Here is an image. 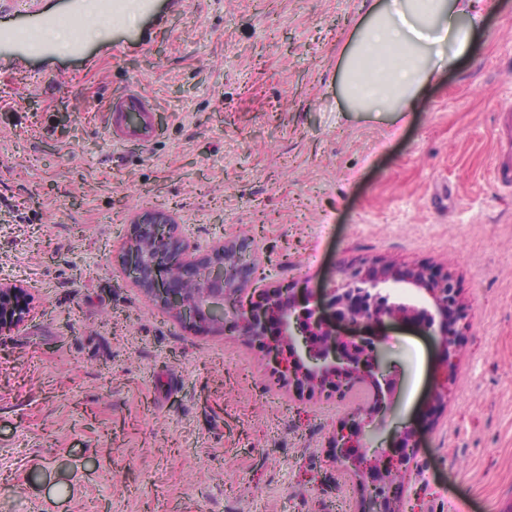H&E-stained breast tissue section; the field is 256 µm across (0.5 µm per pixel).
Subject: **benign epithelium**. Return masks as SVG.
Listing matches in <instances>:
<instances>
[{
  "label": "benign epithelium",
  "instance_id": "1",
  "mask_svg": "<svg viewBox=\"0 0 512 512\" xmlns=\"http://www.w3.org/2000/svg\"><path fill=\"white\" fill-rule=\"evenodd\" d=\"M178 228L165 210L142 216L118 261L157 306L199 332L228 326L240 330L281 376L310 393L372 391L343 417L332 448L343 470L364 488L361 512H391L388 503L396 498V484L390 476L414 470L418 437L407 427L390 446L367 445L379 429L376 417L393 403L399 379L385 371L381 344L357 330L387 321L420 327L436 337L451 379L459 325L466 318L457 282L423 266L402 271L386 262L365 261L343 268L318 296L300 299L292 288H268L247 301L244 294L257 271L251 242L236 238L202 247ZM395 284L424 291L431 305L397 301L390 289ZM31 311L28 286L0 282V333L24 323Z\"/></svg>",
  "mask_w": 512,
  "mask_h": 512
}]
</instances>
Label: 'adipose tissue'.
Segmentation results:
<instances>
[{"instance_id": "obj_1", "label": "adipose tissue", "mask_w": 512, "mask_h": 512, "mask_svg": "<svg viewBox=\"0 0 512 512\" xmlns=\"http://www.w3.org/2000/svg\"><path fill=\"white\" fill-rule=\"evenodd\" d=\"M495 0H370L340 53L349 112L420 110L442 72L468 55Z\"/></svg>"}]
</instances>
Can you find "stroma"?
<instances>
[{"instance_id": "stroma-1", "label": "stroma", "mask_w": 512, "mask_h": 512, "mask_svg": "<svg viewBox=\"0 0 512 512\" xmlns=\"http://www.w3.org/2000/svg\"><path fill=\"white\" fill-rule=\"evenodd\" d=\"M421 111L341 112L336 68L362 0H184L146 49L75 72L0 71V279L31 285L0 334V512H360L332 456L364 396H310L241 333L194 332L117 262L137 216L192 241L250 238L256 284L320 293L359 260L452 275L456 375L399 322L367 329L399 377L382 441L420 437L402 512L512 507V0ZM151 100L149 146L112 98ZM152 104L139 93L113 98L107 111V124L113 137L132 138L149 145L155 138Z\"/></svg>"}]
</instances>
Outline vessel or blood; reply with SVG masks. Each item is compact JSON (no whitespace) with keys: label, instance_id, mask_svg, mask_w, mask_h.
Instances as JSON below:
<instances>
[{"label":"vessel or blood","instance_id":"obj_1","mask_svg":"<svg viewBox=\"0 0 512 512\" xmlns=\"http://www.w3.org/2000/svg\"><path fill=\"white\" fill-rule=\"evenodd\" d=\"M180 4L181 0H0V70L50 58L53 48L44 39V31L60 25L76 29L92 15H102L110 21L106 35L110 55L146 48L144 35L121 32L123 14L133 10L157 21L165 9ZM153 111L152 104L141 94L127 93L110 102L107 124L113 137L132 138L147 145L156 135Z\"/></svg>","mask_w":512,"mask_h":512}]
</instances>
